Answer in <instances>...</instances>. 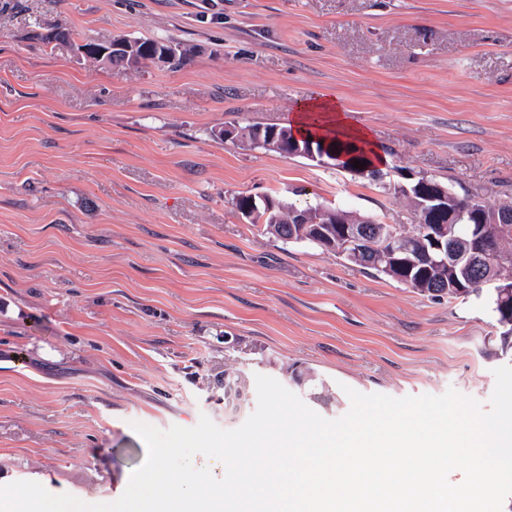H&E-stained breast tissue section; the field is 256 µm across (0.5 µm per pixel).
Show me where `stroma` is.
Listing matches in <instances>:
<instances>
[{
  "instance_id": "stroma-1",
  "label": "stroma",
  "mask_w": 512,
  "mask_h": 512,
  "mask_svg": "<svg viewBox=\"0 0 512 512\" xmlns=\"http://www.w3.org/2000/svg\"><path fill=\"white\" fill-rule=\"evenodd\" d=\"M120 37L183 58L81 52ZM324 92L388 156L383 180L222 135ZM412 174L512 203V0H0V485L113 502L147 456L133 422L236 429L259 375L328 420L350 388L490 410L487 295L419 294L236 206L408 228ZM132 43L136 45H138V43H141L137 48L135 47H132L133 50L131 53L133 52H137V53H140V50L142 49V47H144L145 45H154V44H158L162 47H166L167 49H170V50H173L175 55H176V49L173 48L171 45L169 44H166V43H163V42H160V41H157V40H152V39H135V40H130ZM160 46H153V47H149V48H143L141 50V53L143 55V58L140 59L141 63L144 62V61H158V62H166L167 59L169 58V51L166 49V48H161ZM174 55V57H175Z\"/></svg>"
}]
</instances>
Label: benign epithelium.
<instances>
[{
	"mask_svg": "<svg viewBox=\"0 0 512 512\" xmlns=\"http://www.w3.org/2000/svg\"><path fill=\"white\" fill-rule=\"evenodd\" d=\"M128 50L127 43L120 38L112 40L104 46H87L82 52L87 57L108 58L121 55ZM251 140L267 149L291 154H305L316 158L317 152L313 145L302 146L298 136H289V132L278 126L258 127L253 130ZM406 191H414L421 200L424 208L419 218V227L411 235H400L391 225L381 229L369 226V220L359 222L351 220L340 210L307 207L294 209L290 214V224L313 225L315 241L335 250L347 259H359L366 253L367 239L371 233L386 239V257L389 265L399 274L400 279L411 282L412 278L423 279V271L430 270L432 265L448 266L456 262V256L448 246V225L457 224L463 220L472 222L471 250L468 262L482 263L493 260V264L503 263L500 256L491 245L484 233L486 224H508L512 215L503 212L489 215L471 202L464 207H448V189L438 182L428 178H420L409 186ZM324 224L335 225V230L328 232L322 228ZM494 284V294L501 308L512 304V279L490 280Z\"/></svg>",
	"mask_w": 512,
	"mask_h": 512,
	"instance_id": "7a95c632",
	"label": "benign epithelium"
}]
</instances>
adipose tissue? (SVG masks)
<instances>
[{
	"label": "adipose tissue",
	"mask_w": 512,
	"mask_h": 512,
	"mask_svg": "<svg viewBox=\"0 0 512 512\" xmlns=\"http://www.w3.org/2000/svg\"><path fill=\"white\" fill-rule=\"evenodd\" d=\"M288 126L297 135L309 132L321 135L335 131L366 146L374 165L382 167L388 162L386 155L371 140L369 132L356 124L332 93L325 92L298 103L288 116Z\"/></svg>",
	"instance_id": "adipose-tissue-1"
}]
</instances>
